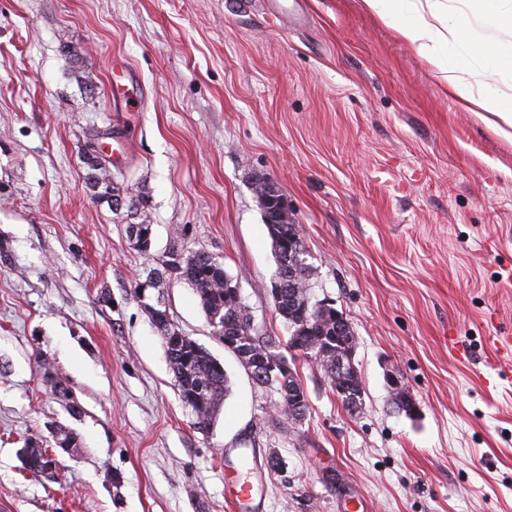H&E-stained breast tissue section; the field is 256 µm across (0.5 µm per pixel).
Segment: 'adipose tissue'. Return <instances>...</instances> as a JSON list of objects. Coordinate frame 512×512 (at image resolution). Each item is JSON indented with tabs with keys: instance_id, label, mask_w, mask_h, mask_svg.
Masks as SVG:
<instances>
[{
	"instance_id": "obj_1",
	"label": "adipose tissue",
	"mask_w": 512,
	"mask_h": 512,
	"mask_svg": "<svg viewBox=\"0 0 512 512\" xmlns=\"http://www.w3.org/2000/svg\"><path fill=\"white\" fill-rule=\"evenodd\" d=\"M366 12L393 25L401 38L443 75L448 92L464 106L490 113L491 125L512 141V86L473 88L460 76L465 57L512 73V50L479 35L467 15H452L446 0H361Z\"/></svg>"
}]
</instances>
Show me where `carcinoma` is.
Masks as SVG:
<instances>
[{
  "mask_svg": "<svg viewBox=\"0 0 512 512\" xmlns=\"http://www.w3.org/2000/svg\"><path fill=\"white\" fill-rule=\"evenodd\" d=\"M86 165V185L91 195L111 204L122 205L119 188L109 178L106 166L96 157L86 159ZM267 229L273 252L280 253L276 257L275 275L281 276L282 294L280 301L274 303V309L290 329L311 320L318 306L312 301L309 287V251L300 225L269 224ZM149 274L155 277V289L173 280L188 284L199 298L206 318L218 317L223 330L219 341L236 336L239 327L226 316L227 310L235 305L236 296L224 288V280L229 274L219 257L206 251L186 253L173 246ZM163 340L179 399L194 417L196 429L206 432L229 393L230 380L224 366L206 347L188 336H165ZM269 346L280 349L272 337L258 331L251 337V342L242 348L233 347L229 352L239 362L247 361L261 372L254 382L279 393V406L284 414L301 418L308 408L304 385L293 369L287 373L264 371L261 362ZM309 347L308 351H298L290 356L288 366H294L295 361L303 357L312 361L331 379L336 373V360L342 358L349 364L354 362L352 355L355 354L356 340L337 336L335 323L324 322L316 326L309 336ZM362 396V382L355 371L351 391L345 396H338V399L345 410L351 411L361 408ZM46 453L47 449L43 446L27 443L23 454L25 464L33 470L38 469V460Z\"/></svg>",
  "mask_w": 512,
  "mask_h": 512,
  "instance_id": "obj_1",
  "label": "carcinoma"
}]
</instances>
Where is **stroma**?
<instances>
[{
    "label": "stroma",
    "instance_id": "1",
    "mask_svg": "<svg viewBox=\"0 0 512 512\" xmlns=\"http://www.w3.org/2000/svg\"><path fill=\"white\" fill-rule=\"evenodd\" d=\"M302 6L291 28L266 0H0V512H237L243 455L264 512H512V374L487 341L512 336V142L361 0ZM130 79L132 108L109 91ZM91 150L144 197L149 253L89 193ZM259 175L353 328L363 406L300 359L308 409L288 418L173 282L171 319L231 380L203 432L134 288L173 242L207 251L286 341ZM29 439L51 470L25 468Z\"/></svg>",
    "mask_w": 512,
    "mask_h": 512
}]
</instances>
